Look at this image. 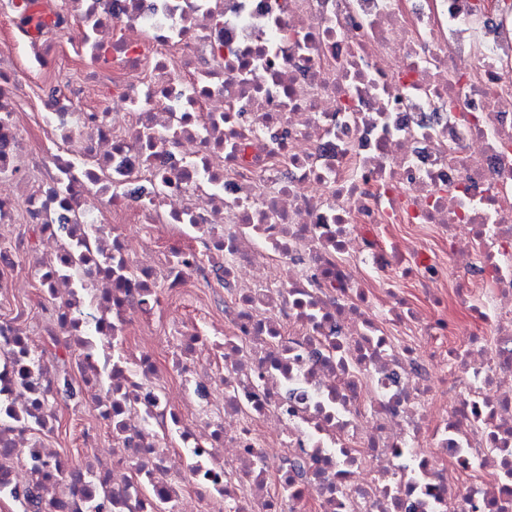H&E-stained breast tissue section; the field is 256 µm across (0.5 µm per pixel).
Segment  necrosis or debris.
<instances>
[{
  "instance_id": "necrosis-or-debris-1",
  "label": "necrosis or debris",
  "mask_w": 512,
  "mask_h": 512,
  "mask_svg": "<svg viewBox=\"0 0 512 512\" xmlns=\"http://www.w3.org/2000/svg\"><path fill=\"white\" fill-rule=\"evenodd\" d=\"M55 23L112 108L0 64V227L54 242L31 273L80 379L0 318V498L16 512H512V0H0ZM429 224L374 250L362 225ZM181 236L154 253L167 229ZM420 280L410 303L400 265ZM224 273V333L166 330ZM452 268L478 326L451 337ZM213 352L216 374L196 355ZM180 401H173L172 390ZM112 434L48 445L60 396ZM57 82L51 74L31 73L27 98L20 107V115L25 123L34 124L36 113L44 109L50 91Z\"/></svg>"
}]
</instances>
